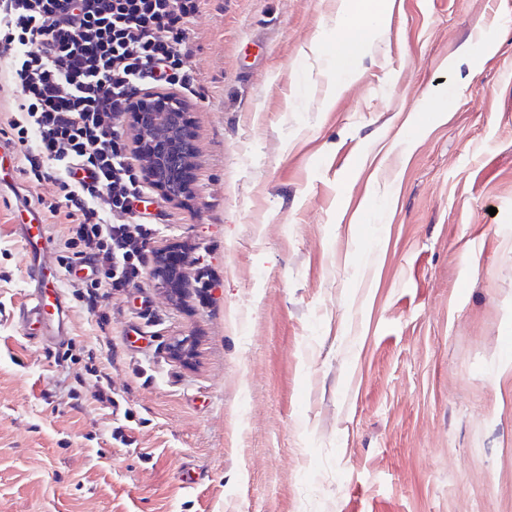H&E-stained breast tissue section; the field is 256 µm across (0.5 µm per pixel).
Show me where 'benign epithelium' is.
I'll list each match as a JSON object with an SVG mask.
<instances>
[{"mask_svg": "<svg viewBox=\"0 0 512 512\" xmlns=\"http://www.w3.org/2000/svg\"><path fill=\"white\" fill-rule=\"evenodd\" d=\"M135 115L136 150L141 159L144 180L171 200H180L189 192L185 173L194 166L195 148L187 133L191 109L172 95L162 110L150 109L142 101L131 108ZM169 250L155 251L154 278L160 285L171 284Z\"/></svg>", "mask_w": 512, "mask_h": 512, "instance_id": "7a95c632", "label": "benign epithelium"}]
</instances>
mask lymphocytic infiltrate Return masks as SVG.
Wrapping results in <instances>:
<instances>
[{"instance_id": "obj_1", "label": "lymphocytic infiltrate", "mask_w": 512, "mask_h": 512, "mask_svg": "<svg viewBox=\"0 0 512 512\" xmlns=\"http://www.w3.org/2000/svg\"><path fill=\"white\" fill-rule=\"evenodd\" d=\"M204 0H0L6 72L20 98L8 125L32 183L56 169L59 201L46 203L68 224L60 265L88 312L103 292L143 275L141 240L152 225L131 218L143 177L105 125L139 91L192 92L186 25ZM124 214L114 223L112 213Z\"/></svg>"}]
</instances>
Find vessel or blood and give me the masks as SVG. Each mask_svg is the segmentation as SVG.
I'll return each instance as SVG.
<instances>
[{"instance_id": "vessel-or-blood-1", "label": "vessel or blood", "mask_w": 512, "mask_h": 512, "mask_svg": "<svg viewBox=\"0 0 512 512\" xmlns=\"http://www.w3.org/2000/svg\"><path fill=\"white\" fill-rule=\"evenodd\" d=\"M16 177V155L10 146L0 142V186L14 184ZM14 222L29 260L28 288L16 311V320L27 336L64 342L69 337L65 300L56 268L45 261L51 250L45 217L40 210L23 204L17 207Z\"/></svg>"}]
</instances>
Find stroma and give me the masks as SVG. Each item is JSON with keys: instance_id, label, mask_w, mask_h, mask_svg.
<instances>
[{"instance_id": "obj_1", "label": "stroma", "mask_w": 512, "mask_h": 512, "mask_svg": "<svg viewBox=\"0 0 512 512\" xmlns=\"http://www.w3.org/2000/svg\"><path fill=\"white\" fill-rule=\"evenodd\" d=\"M338 6L187 25L190 193L134 208L211 288L28 338L12 212L56 186L0 190V512H512V0H387L343 84Z\"/></svg>"}]
</instances>
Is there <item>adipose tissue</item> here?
I'll return each instance as SVG.
<instances>
[{
  "label": "adipose tissue",
  "instance_id": "obj_1",
  "mask_svg": "<svg viewBox=\"0 0 512 512\" xmlns=\"http://www.w3.org/2000/svg\"><path fill=\"white\" fill-rule=\"evenodd\" d=\"M384 0H341L336 20V43L329 57L337 80L355 77L354 55L362 46L366 33L384 21Z\"/></svg>",
  "mask_w": 512,
  "mask_h": 512
}]
</instances>
